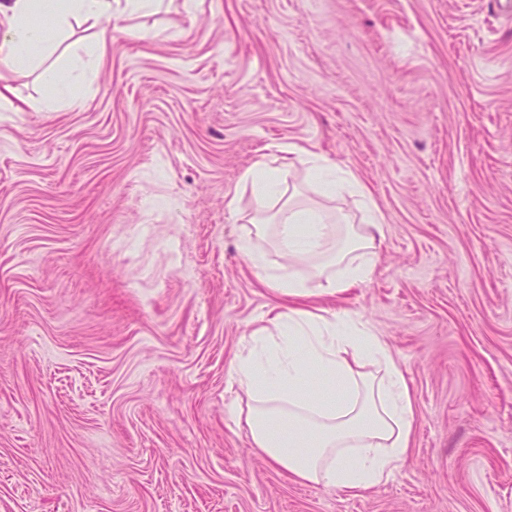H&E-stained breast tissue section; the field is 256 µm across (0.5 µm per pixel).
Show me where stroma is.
<instances>
[{
  "label": "stroma",
  "instance_id": "obj_1",
  "mask_svg": "<svg viewBox=\"0 0 512 512\" xmlns=\"http://www.w3.org/2000/svg\"><path fill=\"white\" fill-rule=\"evenodd\" d=\"M506 0H159L84 103L0 101V512H512V10ZM296 145L382 212L368 320L416 405L412 453L358 495L253 448L230 359L279 299L238 249L287 200L342 223ZM284 169L257 201L243 172ZM236 210H229V200Z\"/></svg>",
  "mask_w": 512,
  "mask_h": 512
}]
</instances>
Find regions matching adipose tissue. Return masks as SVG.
Masks as SVG:
<instances>
[{
  "instance_id": "ef3b65f1",
  "label": "adipose tissue",
  "mask_w": 512,
  "mask_h": 512,
  "mask_svg": "<svg viewBox=\"0 0 512 512\" xmlns=\"http://www.w3.org/2000/svg\"><path fill=\"white\" fill-rule=\"evenodd\" d=\"M43 0H0V66L32 64L33 48L52 53L36 22ZM153 0H61L60 30L79 17L99 24L106 47L124 14L152 9ZM323 195L355 186L327 159L300 152ZM364 224H338L317 205L281 207L271 224L246 229L240 249L259 278L285 303L259 318L228 365L230 384L249 400L229 411L245 421L254 448L289 479L358 494L393 477L411 452L415 411L407 380L375 329L355 313L311 306L370 282L384 219L363 196ZM318 372L326 391L309 393Z\"/></svg>"
}]
</instances>
